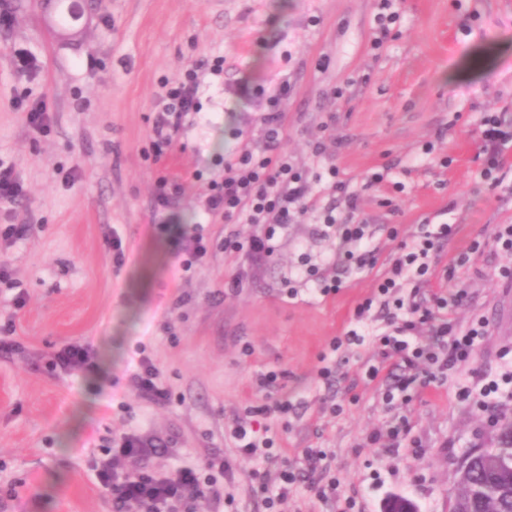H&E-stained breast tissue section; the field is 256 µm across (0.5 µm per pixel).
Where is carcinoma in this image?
<instances>
[{
  "instance_id": "cac0c4a2",
  "label": "carcinoma",
  "mask_w": 512,
  "mask_h": 512,
  "mask_svg": "<svg viewBox=\"0 0 512 512\" xmlns=\"http://www.w3.org/2000/svg\"><path fill=\"white\" fill-rule=\"evenodd\" d=\"M512 423L502 425L499 447L480 455L463 486L461 498L452 512H484L493 507L498 512H512Z\"/></svg>"
}]
</instances>
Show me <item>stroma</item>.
<instances>
[{"instance_id":"35a3bbf8","label":"stroma","mask_w":512,"mask_h":512,"mask_svg":"<svg viewBox=\"0 0 512 512\" xmlns=\"http://www.w3.org/2000/svg\"><path fill=\"white\" fill-rule=\"evenodd\" d=\"M86 8L61 36L34 0H0V163L25 191L20 204L0 202V226L31 227L0 240V265L12 271L0 280V331L23 345L0 352V512H112L92 464L133 433L166 444L151 460L157 468L231 462L223 512H382L396 495L418 512H449L460 457L491 447L494 422H512V384L502 382L512 372V284L499 277L512 254L493 241L496 225L512 224V142L497 188L481 179L478 157L485 116L498 115L512 134V0H398L400 20L377 50L381 0H87ZM477 48L497 51L482 75L445 81ZM219 56L217 77L202 64ZM189 68L199 71L202 110L154 159L162 86ZM246 82L270 92L288 85L284 148L310 177L335 163L359 194L356 221L374 260L336 293L321 295L305 274L312 263L336 275L327 263L336 243L316 226L327 192L314 193L304 220L278 229L268 255L224 247L229 235L263 234L262 225L204 212L225 157L264 145L263 106L241 95ZM40 102L50 114L42 132L26 120ZM319 142L326 149L317 155ZM163 178L183 190L159 212ZM168 219L202 229L210 241L203 264L183 268L157 229ZM425 224L458 232L433 252L424 297L447 288L454 256L484 241L457 273L469 299L453 317L463 329L485 318L488 334L446 380L390 405L387 375L371 380L364 371L388 325L357 321L355 309L400 242ZM392 225L398 237H389ZM21 292L27 303L18 309ZM353 327L362 342L331 351ZM70 343L92 348L94 373L54 366ZM329 352L336 369L326 382L319 369ZM144 354L162 373L167 404L129 383ZM269 372L277 381L266 387ZM492 380L501 387L489 412L479 390ZM280 396L294 411L260 421L273 455L301 472L307 450L323 451L331 485L321 497L294 483L269 509L252 491L265 463L240 456L231 429ZM395 415L408 427L397 445L385 436Z\"/></svg>"}]
</instances>
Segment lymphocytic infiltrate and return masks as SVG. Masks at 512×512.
I'll return each instance as SVG.
<instances>
[{"label":"lymphocytic infiltrate","instance_id":"1","mask_svg":"<svg viewBox=\"0 0 512 512\" xmlns=\"http://www.w3.org/2000/svg\"><path fill=\"white\" fill-rule=\"evenodd\" d=\"M196 71L179 74L165 85L162 108L153 124V145L157 153L169 150L180 127L182 116L200 109L196 97ZM255 97L264 99L267 115L264 119L265 146L258 151L246 150L225 159L222 179L212 181L203 208L207 214L223 216L225 221L244 218L250 224H289L296 216L307 213L312 187L297 170L283 148L286 133L281 120L282 104L287 89L266 95L264 89H254ZM326 173L330 190L344 204L342 210L325 208L321 215L324 227L332 229L341 245L336 263L343 267H364L370 261L361 244L366 236L364 225L355 223L359 195L341 179L336 165ZM456 225L439 224L422 227L412 244H400L386 277L377 285L376 297L364 300L355 311L364 318L373 304H380L392 325L390 333L379 340L377 359L368 365L365 374L376 379L390 365L404 368V375L395 377L385 397L394 400L412 384L426 387L434 383L439 371H451L467 361L478 340L486 334L484 321H477L467 330H458L449 320V310L462 306L468 297L466 289L451 288L432 295V307L397 297L402 280L411 277L427 281L429 259L441 241L454 237ZM428 323L432 334L428 341L414 337L419 325ZM159 451L152 438L126 436L106 458L95 462L94 468L101 487L112 494V512H168L172 503L185 504L207 501L213 508L224 502L222 479L228 465L205 463L197 467L171 471H151L147 465Z\"/></svg>","mask_w":512,"mask_h":512}]
</instances>
